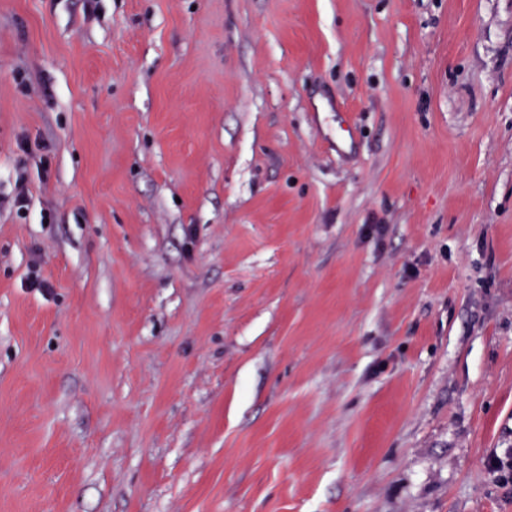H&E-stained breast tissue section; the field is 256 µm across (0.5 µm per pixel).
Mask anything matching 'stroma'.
I'll list each match as a JSON object with an SVG mask.
<instances>
[{"mask_svg": "<svg viewBox=\"0 0 512 512\" xmlns=\"http://www.w3.org/2000/svg\"><path fill=\"white\" fill-rule=\"evenodd\" d=\"M511 453L512 0H0V512H512Z\"/></svg>", "mask_w": 512, "mask_h": 512, "instance_id": "obj_1", "label": "stroma"}]
</instances>
